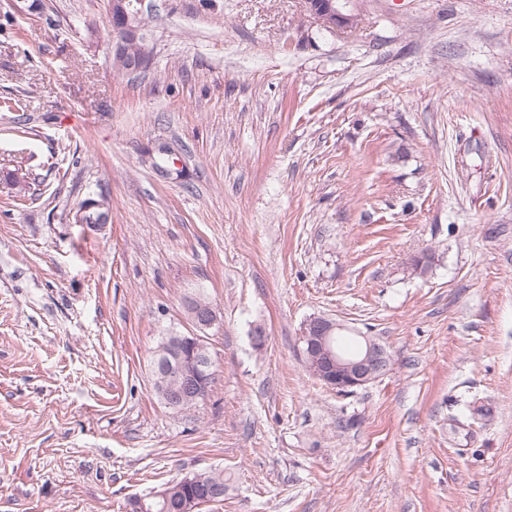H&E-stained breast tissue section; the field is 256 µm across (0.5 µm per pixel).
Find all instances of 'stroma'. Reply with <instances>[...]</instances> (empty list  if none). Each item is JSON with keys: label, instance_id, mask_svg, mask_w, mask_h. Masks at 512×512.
<instances>
[{"label": "stroma", "instance_id": "35a3bbf8", "mask_svg": "<svg viewBox=\"0 0 512 512\" xmlns=\"http://www.w3.org/2000/svg\"><path fill=\"white\" fill-rule=\"evenodd\" d=\"M355 6L146 0L132 72L107 0H0V512L205 471L198 512H512V0ZM198 296L215 382L176 413L152 360ZM317 316L387 375L312 377ZM307 12L326 28L350 29L358 17L351 0H305Z\"/></svg>", "mask_w": 512, "mask_h": 512}]
</instances>
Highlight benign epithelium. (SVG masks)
Returning a JSON list of instances; mask_svg holds the SVG:
<instances>
[{
    "instance_id": "1",
    "label": "benign epithelium",
    "mask_w": 512,
    "mask_h": 512,
    "mask_svg": "<svg viewBox=\"0 0 512 512\" xmlns=\"http://www.w3.org/2000/svg\"><path fill=\"white\" fill-rule=\"evenodd\" d=\"M145 0H109L108 15L112 20V54H120L127 44L141 41L140 16ZM307 12L326 28L355 25L357 14L352 0H305ZM190 320L202 331L215 324V311L200 305L189 311ZM341 326L322 317H314L304 325L301 336L302 355L309 372L325 386L341 395L378 380L390 370L387 348L373 336L363 337L355 354L341 350ZM203 337L169 336L165 339L154 371L172 380L168 399L173 403L196 402L204 398L207 387L200 380L207 359L203 355Z\"/></svg>"
}]
</instances>
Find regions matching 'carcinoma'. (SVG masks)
Wrapping results in <instances>:
<instances>
[{
  "label": "carcinoma",
  "instance_id": "obj_1",
  "mask_svg": "<svg viewBox=\"0 0 512 512\" xmlns=\"http://www.w3.org/2000/svg\"><path fill=\"white\" fill-rule=\"evenodd\" d=\"M80 222L83 224H104L107 220L105 203L89 199L79 208ZM224 474L199 473L190 477V482L179 480L173 482L154 496L136 500L133 512H175L182 503H193V507L224 501Z\"/></svg>",
  "mask_w": 512,
  "mask_h": 512
}]
</instances>
